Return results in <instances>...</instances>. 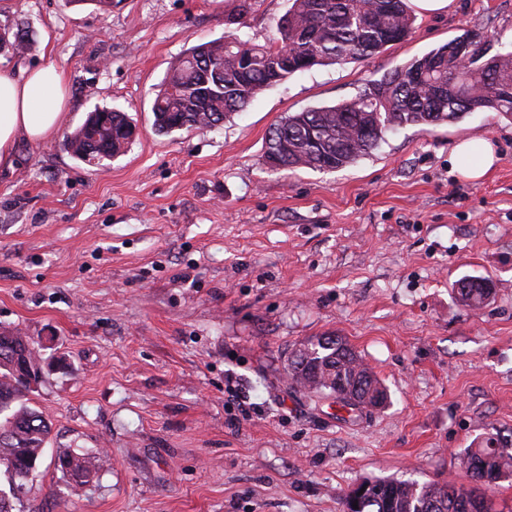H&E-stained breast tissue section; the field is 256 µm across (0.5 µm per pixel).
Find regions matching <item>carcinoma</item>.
I'll list each match as a JSON object with an SVG mask.
<instances>
[{"instance_id":"1","label":"carcinoma","mask_w":512,"mask_h":512,"mask_svg":"<svg viewBox=\"0 0 512 512\" xmlns=\"http://www.w3.org/2000/svg\"><path fill=\"white\" fill-rule=\"evenodd\" d=\"M278 35L263 45L230 35L190 48L171 68L153 104L161 134L195 126H216L247 107L264 89L315 65L342 64L380 53L407 37L415 22L407 0H291ZM1 37L28 50L27 33L5 26ZM493 44L468 31L374 81L353 100L289 114L270 129L265 159L278 169L333 171L369 155L386 132L407 125L454 122L472 104L512 117V50L492 52ZM135 126L124 112H91L64 137L72 157L102 164L131 144ZM487 278L457 283L459 302L484 305L492 294ZM38 362L28 337L0 333V467L8 489L0 488V512L23 492L29 467L38 460L50 433L43 415L25 399L33 391L25 375ZM291 385L317 398H331L352 410L377 407L387 394L363 360L339 336H319L290 358ZM71 475L90 476L89 457L65 458ZM472 478L490 488L512 472V441L489 432L466 454ZM358 508H353V503ZM343 512H485L473 492L448 483L379 479L367 493L343 498Z\"/></svg>"}]
</instances>
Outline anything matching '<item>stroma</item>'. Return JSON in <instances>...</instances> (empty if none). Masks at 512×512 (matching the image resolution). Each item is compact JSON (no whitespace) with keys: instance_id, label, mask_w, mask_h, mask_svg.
<instances>
[{"instance_id":"35a3bbf8","label":"stroma","mask_w":512,"mask_h":512,"mask_svg":"<svg viewBox=\"0 0 512 512\" xmlns=\"http://www.w3.org/2000/svg\"><path fill=\"white\" fill-rule=\"evenodd\" d=\"M0 0L29 32L0 69L54 64L59 133L0 166V331L37 351L30 405L50 425L13 512H341L380 478L473 487L465 451L512 436V118L406 126L335 171L273 169L270 127L351 100L465 31L512 48V0H454L372 57L315 66L223 124L157 134L151 107L189 48L234 32L265 44L288 0ZM139 134L104 166L64 151L95 108ZM498 162L461 180L450 155ZM489 278L480 309L457 299ZM343 337L388 391L342 410L291 388L306 340ZM100 456L89 481L60 459ZM476 155L477 161L466 163L463 159ZM498 159L495 147L487 140H464L459 142L451 154L454 171L464 180L481 179ZM463 279L457 283V297L459 302L470 308L483 306L492 294L493 285L487 278Z\"/></svg>"}]
</instances>
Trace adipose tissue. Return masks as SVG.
<instances>
[{"label": "adipose tissue", "mask_w": 512, "mask_h": 512, "mask_svg": "<svg viewBox=\"0 0 512 512\" xmlns=\"http://www.w3.org/2000/svg\"><path fill=\"white\" fill-rule=\"evenodd\" d=\"M69 88L63 70L45 65L17 74L0 69V164L11 165L19 140L41 142L56 133L63 122ZM497 160L486 140L459 142L451 164L460 178L481 179Z\"/></svg>", "instance_id": "1"}]
</instances>
